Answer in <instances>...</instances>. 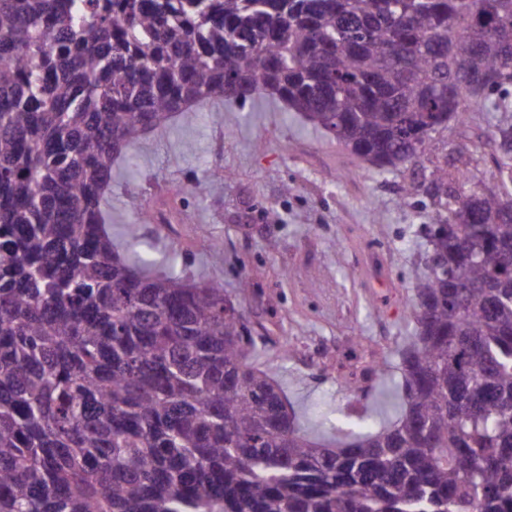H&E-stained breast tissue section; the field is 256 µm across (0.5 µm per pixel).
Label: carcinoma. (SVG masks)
<instances>
[{
    "label": "carcinoma",
    "instance_id": "1",
    "mask_svg": "<svg viewBox=\"0 0 512 512\" xmlns=\"http://www.w3.org/2000/svg\"><path fill=\"white\" fill-rule=\"evenodd\" d=\"M511 88L512 0H0V512H512V127L497 189L464 148L430 172L394 420L327 439L224 289L120 253L105 209L208 101L396 172Z\"/></svg>",
    "mask_w": 512,
    "mask_h": 512
}]
</instances>
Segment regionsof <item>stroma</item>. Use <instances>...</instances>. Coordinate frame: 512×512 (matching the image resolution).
I'll return each instance as SVG.
<instances>
[{
	"instance_id": "stroma-1",
	"label": "stroma",
	"mask_w": 512,
	"mask_h": 512,
	"mask_svg": "<svg viewBox=\"0 0 512 512\" xmlns=\"http://www.w3.org/2000/svg\"><path fill=\"white\" fill-rule=\"evenodd\" d=\"M500 125H512V111L469 113L436 133L434 152L382 173L280 101H217L194 123L176 118L149 133L119 162L107 197L112 233L124 244L136 225L155 268L223 284L257 365H280L302 424L321 434V417L345 420L399 379L392 353L412 329L409 278L436 208L428 174L465 147L474 182L497 186ZM201 180L208 194L190 198ZM245 275L254 286L244 295ZM371 360L382 369L368 392L349 391V374Z\"/></svg>"
}]
</instances>
